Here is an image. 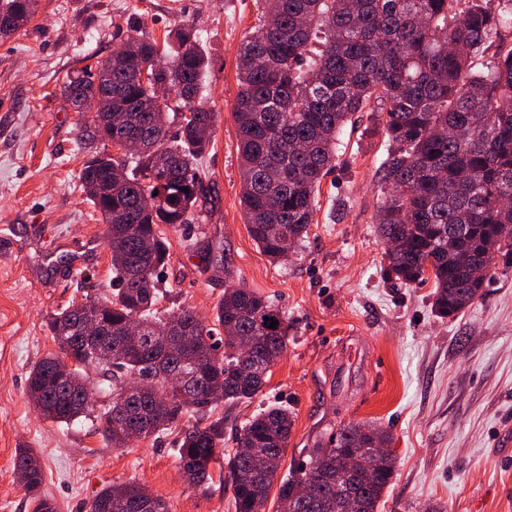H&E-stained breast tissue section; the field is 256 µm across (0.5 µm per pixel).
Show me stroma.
<instances>
[{
	"instance_id": "obj_1",
	"label": "stroma",
	"mask_w": 512,
	"mask_h": 512,
	"mask_svg": "<svg viewBox=\"0 0 512 512\" xmlns=\"http://www.w3.org/2000/svg\"><path fill=\"white\" fill-rule=\"evenodd\" d=\"M261 0H39L33 20L0 40V512H32L14 470L31 448L57 512H88L113 483L136 481L170 512H235L230 481L190 486L177 459L179 429L115 448L98 423L45 420L27 396L30 367L58 352L48 315L112 288L99 213L78 174L81 115L62 97L73 71L111 56L131 27L156 40L181 22L201 32L206 95L216 114L202 160L205 222L160 225L170 259L160 270L178 304L212 319L227 287L243 285L288 318V348L254 399L224 403V455L260 409L294 412L282 470L340 426L390 430L396 469L378 512H512V268L456 317L432 310L433 284L386 279L376 217L387 136L361 112L341 134L304 241L270 263L240 206L237 49Z\"/></svg>"
}]
</instances>
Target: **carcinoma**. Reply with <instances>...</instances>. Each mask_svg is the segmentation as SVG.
<instances>
[{
    "label": "carcinoma",
    "instance_id": "1",
    "mask_svg": "<svg viewBox=\"0 0 512 512\" xmlns=\"http://www.w3.org/2000/svg\"><path fill=\"white\" fill-rule=\"evenodd\" d=\"M263 19L241 42L234 116L239 135L240 205L252 239L272 262L307 234L322 180L336 167L339 136L359 112L381 117L388 143L382 162L377 229L386 250L385 273L406 283L432 276L433 307L442 317L462 312L483 296L500 258L512 268V0H262ZM38 0H0V38L24 28ZM208 59L192 24L168 31L164 44L137 30L112 52V67L75 71L63 84L80 111L102 100L112 113V138H136L137 156L112 154L97 139V115H84L87 153L80 189L106 224L116 288L54 312L48 327L60 353L36 362L27 394L41 416L70 425L92 415L114 448L172 430L186 416L177 458L193 472L191 485L212 481L224 443L228 402H247L288 347V320L259 293L241 285L224 289L212 321L192 309L171 307L157 271L170 258L155 229L198 224L207 175L200 159L211 143L215 113L203 94ZM177 124L175 137L168 136ZM188 191H183V188ZM110 308L111 330L89 341L79 307ZM141 326L138 346L126 347L127 322ZM276 328H268L269 321ZM189 328L196 342L175 353L171 324ZM224 336L216 359L214 335ZM73 358L67 374L56 362ZM179 372L183 387L165 375ZM146 377L165 389L166 403L149 396L119 404L126 380ZM294 423V412L272 406L236 435L239 448L266 456L262 470L250 456L228 460L235 512H265V504ZM381 428L344 425L278 488L280 512H378L395 472L392 453L367 456L389 445ZM366 457L367 476L347 475L345 458ZM15 470L32 512H57L43 492L44 474L32 450L20 448ZM310 486L304 498L296 488ZM90 512H169L167 501L135 481L112 484Z\"/></svg>",
    "mask_w": 512,
    "mask_h": 512
}]
</instances>
